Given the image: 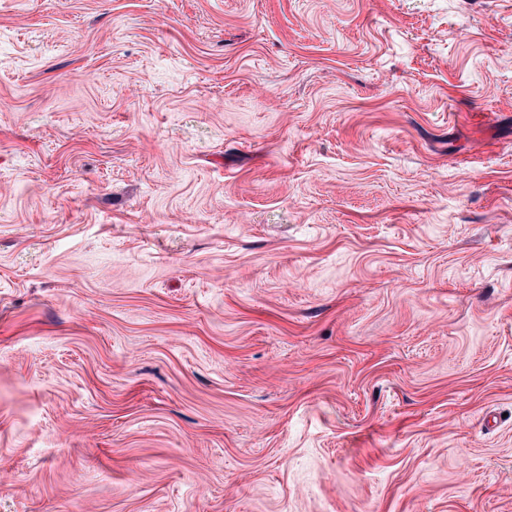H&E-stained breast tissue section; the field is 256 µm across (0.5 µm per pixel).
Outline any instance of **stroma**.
Returning a JSON list of instances; mask_svg holds the SVG:
<instances>
[{
    "label": "stroma",
    "mask_w": 512,
    "mask_h": 512,
    "mask_svg": "<svg viewBox=\"0 0 512 512\" xmlns=\"http://www.w3.org/2000/svg\"><path fill=\"white\" fill-rule=\"evenodd\" d=\"M0 512H512V0H0Z\"/></svg>",
    "instance_id": "stroma-1"
}]
</instances>
